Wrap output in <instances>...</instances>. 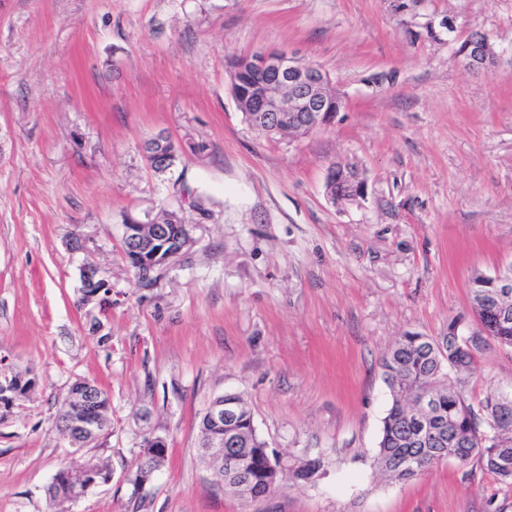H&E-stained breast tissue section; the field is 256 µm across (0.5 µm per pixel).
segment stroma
<instances>
[{"mask_svg": "<svg viewBox=\"0 0 512 512\" xmlns=\"http://www.w3.org/2000/svg\"><path fill=\"white\" fill-rule=\"evenodd\" d=\"M475 31L498 54L486 75L454 57ZM270 50L330 75L334 125L248 126L229 60ZM159 133L180 148L163 174L143 151ZM333 163L362 173L365 199L327 197ZM164 208L196 243L138 280L122 225ZM88 263L112 282L105 342L80 301ZM511 264L512 0H0V372L39 379L0 422V512H54V475L91 456L112 480L68 512H512L478 459L404 484L374 462L383 353L446 335L472 277ZM473 357L470 403L512 393V348ZM78 379L112 406L80 452L53 429ZM225 392L288 466L322 475L251 503L218 490L198 421ZM153 433L168 459L135 506Z\"/></svg>", "mask_w": 512, "mask_h": 512, "instance_id": "1", "label": "stroma"}]
</instances>
